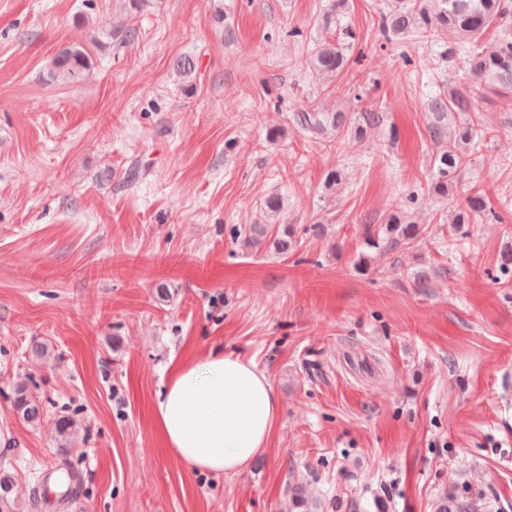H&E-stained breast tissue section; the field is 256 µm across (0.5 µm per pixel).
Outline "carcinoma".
I'll return each mask as SVG.
<instances>
[{
	"label": "carcinoma",
	"mask_w": 512,
	"mask_h": 512,
	"mask_svg": "<svg viewBox=\"0 0 512 512\" xmlns=\"http://www.w3.org/2000/svg\"><path fill=\"white\" fill-rule=\"evenodd\" d=\"M510 14L512 0H429L427 6L421 5L420 0H407L405 6L383 18V23L390 24L396 32L412 29L433 37L446 33L453 38V47L449 48V53L463 54L470 76L469 89L465 93L444 91L432 96L428 109L440 119L450 112L472 111V101L484 98L490 93L512 95V39L503 37L490 52L479 50L475 44V40L490 26ZM346 61V55L339 43L324 42L316 47L311 57V66L319 74L336 75L344 70ZM92 67L93 60L89 49L85 46H71L62 49L52 59L48 78L52 82L75 84ZM474 135L472 124L458 128L455 137L448 141V146L435 156L433 167L436 169V191H448V177L464 165ZM483 209V200L473 197L467 203V209L455 213L451 223L468 224L471 215ZM415 233V225H404L399 216L393 215L386 224L384 235L370 238L369 245L376 247L380 242L389 239L408 242ZM275 243L283 253L295 248L297 236L294 228L290 225L284 227ZM14 408L29 423L40 420L43 412L42 406L28 396L23 387L17 390ZM12 488L11 475L0 465V512H12Z\"/></svg>",
	"instance_id": "carcinoma-1"
}]
</instances>
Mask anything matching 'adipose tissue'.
I'll return each mask as SVG.
<instances>
[{"instance_id":"adipose-tissue-1","label":"adipose tissue","mask_w":512,"mask_h":512,"mask_svg":"<svg viewBox=\"0 0 512 512\" xmlns=\"http://www.w3.org/2000/svg\"><path fill=\"white\" fill-rule=\"evenodd\" d=\"M280 410L253 360L212 349L173 365L152 416L168 453L190 472L233 476L267 448Z\"/></svg>"}]
</instances>
